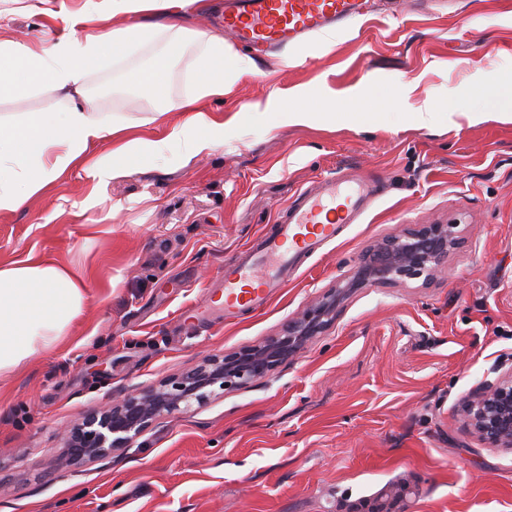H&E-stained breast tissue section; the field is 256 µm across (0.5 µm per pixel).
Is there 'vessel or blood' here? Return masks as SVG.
Segmentation results:
<instances>
[{
    "mask_svg": "<svg viewBox=\"0 0 512 512\" xmlns=\"http://www.w3.org/2000/svg\"><path fill=\"white\" fill-rule=\"evenodd\" d=\"M374 12L371 0H225L222 23L236 45L278 52ZM377 189L376 180L336 173L321 179L317 190L300 191L274 230L246 248L244 259L225 262L218 279L225 318L279 294L290 272L334 240L342 225L354 223Z\"/></svg>",
    "mask_w": 512,
    "mask_h": 512,
    "instance_id": "vessel-or-blood-1",
    "label": "vessel or blood"
}]
</instances>
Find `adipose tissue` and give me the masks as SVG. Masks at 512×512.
Wrapping results in <instances>:
<instances>
[{"mask_svg": "<svg viewBox=\"0 0 512 512\" xmlns=\"http://www.w3.org/2000/svg\"><path fill=\"white\" fill-rule=\"evenodd\" d=\"M188 0H85L81 14L68 19V26L91 22L107 15L133 18L154 8L185 6ZM168 36L171 49H179L185 37L205 41L198 61L202 81L199 95H220L225 76L250 69L244 57L224 59L221 40L177 22L150 28L131 22L97 40L73 36L50 49L10 41L0 42V91L23 96L37 90L50 96L79 95L83 98L84 76L92 63L134 49L156 33ZM193 99L180 102L189 118L175 125L165 140L137 135L132 124L115 125L97 117L90 101L65 112H39L25 123L0 120V212L16 211L34 195L46 190L66 170L77 166L88 176L105 182L131 159H146L164 143H177L200 153L224 142V120L193 109ZM110 141L103 156L93 148ZM88 277L82 271L40 255L0 265V373L19 368L33 354L52 349L80 316Z\"/></svg>", "mask_w": 512, "mask_h": 512, "instance_id": "adipose-tissue-1", "label": "adipose tissue"}]
</instances>
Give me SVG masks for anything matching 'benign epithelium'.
Here are the masks:
<instances>
[{"label": "benign epithelium", "mask_w": 512, "mask_h": 512, "mask_svg": "<svg viewBox=\"0 0 512 512\" xmlns=\"http://www.w3.org/2000/svg\"><path fill=\"white\" fill-rule=\"evenodd\" d=\"M458 225L421 224L374 242L350 273L320 296L281 334L262 344L222 356H206L185 374L156 385L134 387L86 414L64 433L72 454L65 463L93 460L128 447L156 420L201 402L215 389L248 388L272 375L336 319L338 307L357 288L398 285L412 279L430 284L443 273L448 256L461 244ZM463 411L475 434L492 448L512 450V372L476 389Z\"/></svg>", "instance_id": "benign-epithelium-1"}]
</instances>
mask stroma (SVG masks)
<instances>
[{
    "label": "stroma",
    "mask_w": 512,
    "mask_h": 512,
    "mask_svg": "<svg viewBox=\"0 0 512 512\" xmlns=\"http://www.w3.org/2000/svg\"><path fill=\"white\" fill-rule=\"evenodd\" d=\"M85 0H0V41L51 47L85 28ZM369 22L264 57L198 97L205 44L174 54L158 35L89 70L86 96L109 122L163 139L197 97L224 115V143L188 156L170 144L94 185L67 170L0 212V264L29 253L91 268L81 316L49 350L0 374V512H355L392 484L399 512H512V450L465 425L460 403L512 372V121L470 122L512 82V0H380ZM158 92L138 78L161 54ZM413 91L401 101L405 86ZM311 89L307 124L255 110ZM429 102L434 120L413 112ZM67 99L0 92V119L63 112ZM166 109L163 122L152 121ZM344 170L377 178L359 223L309 258L264 308L210 322L208 287L272 230L299 190ZM457 221L465 238L446 276L368 286L289 363L156 421L128 447L61 467L62 433L113 394L180 375L202 357L260 344L300 317L377 238ZM202 307L186 323L182 313Z\"/></svg>",
    "instance_id": "1"
}]
</instances>
